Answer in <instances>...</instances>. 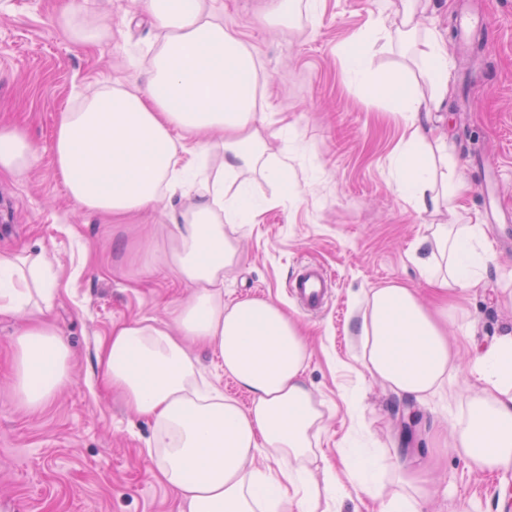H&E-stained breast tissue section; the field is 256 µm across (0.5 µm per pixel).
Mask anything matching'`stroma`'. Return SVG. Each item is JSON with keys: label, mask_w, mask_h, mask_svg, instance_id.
<instances>
[{"label": "stroma", "mask_w": 512, "mask_h": 512, "mask_svg": "<svg viewBox=\"0 0 512 512\" xmlns=\"http://www.w3.org/2000/svg\"><path fill=\"white\" fill-rule=\"evenodd\" d=\"M112 27L100 46H74L55 23L62 0H0V124L24 126L41 148L23 178L0 174V252L47 249L60 271L53 324L69 340L72 382L39 410L12 395V334L22 318L0 315V512H180L172 489L145 456L150 422L101 385L98 346L114 325L150 315L170 319L193 290L162 268H149L167 242L169 207L107 222L71 201L50 151L61 112L102 87L143 85L162 32L142 0H71ZM265 0H216L225 27L262 61L265 110L285 138L287 188L263 180L255 197L270 207L235 231L241 256L224 277V298H271L295 316L309 342L305 378L326 405L320 454L341 469V452L367 448L378 479L394 492L393 443L411 428L420 448L414 467L431 480L429 512H512V469L479 472L452 446L466 413V362L512 327V223L490 224L480 192L512 212V0H432L430 21L448 44L453 87L442 129L454 175L470 192L458 221L480 225L495 255L482 284L455 303L448 338L458 364L435 393L416 400L362 379L355 359L354 303L370 288L400 283L423 303L432 292L409 260L438 214L396 192L394 159L406 121L347 69L354 35L392 12V0H323L290 29L267 27ZM470 11L480 46H460L456 21ZM332 275L331 298L318 313L288 293L299 264ZM356 400L353 421L348 400Z\"/></svg>", "instance_id": "1"}]
</instances>
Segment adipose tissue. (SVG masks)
Returning a JSON list of instances; mask_svg holds the SVG:
<instances>
[{
  "label": "adipose tissue",
  "instance_id": "ef3b65f1",
  "mask_svg": "<svg viewBox=\"0 0 512 512\" xmlns=\"http://www.w3.org/2000/svg\"><path fill=\"white\" fill-rule=\"evenodd\" d=\"M211 2L145 0L164 38L143 88L96 90L56 123L53 161L85 211L124 217L153 211L177 193L184 199L157 259L194 294L172 322L143 316L113 326L99 347L103 382L151 421L146 456L182 512H336L349 484L379 501V512H424L426 487L409 467L416 453L401 444L394 447L399 489L389 499L381 497L374 457L362 451L343 457L342 473L325 464L312 478L327 413L304 377L310 353L301 326L273 299H224V272L239 259L228 230L252 223L261 209L249 194L253 177L285 185L288 160L268 151L259 58ZM429 2L398 0L392 17H378L372 28L411 50L415 73L380 71L369 50L350 55L348 65L361 86L407 116L396 158L402 198L422 211L452 213L466 185L437 178L448 142L433 136L431 122L447 106L452 62L425 22ZM56 22L80 47L111 35L110 26L68 4ZM215 149L224 162L213 169ZM39 153L22 127L0 126V171L24 176ZM428 232L432 257L416 264L433 291L445 297L478 287L491 260L479 225L439 223ZM58 292L46 250L0 254V315L25 320L12 338L13 396L32 409L71 380L70 348L48 321ZM354 310L362 376L415 399L444 384L457 359L447 306H424L412 289L391 283L369 289ZM193 343L216 349L224 374L250 395L249 407L205 380ZM466 371L473 390L453 445L475 469L512 468V330L495 336ZM259 458L264 467L256 466Z\"/></svg>",
  "mask_w": 512,
  "mask_h": 512
}]
</instances>
